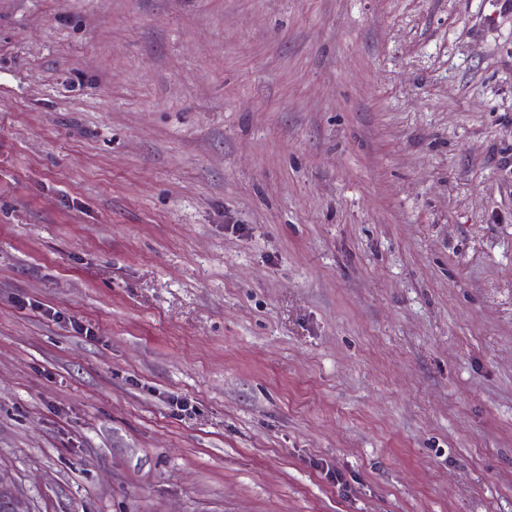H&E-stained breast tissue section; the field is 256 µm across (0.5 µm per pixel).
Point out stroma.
Instances as JSON below:
<instances>
[{
	"label": "stroma",
	"mask_w": 512,
	"mask_h": 512,
	"mask_svg": "<svg viewBox=\"0 0 512 512\" xmlns=\"http://www.w3.org/2000/svg\"><path fill=\"white\" fill-rule=\"evenodd\" d=\"M0 472L512 512V0H0Z\"/></svg>",
	"instance_id": "1"
}]
</instances>
